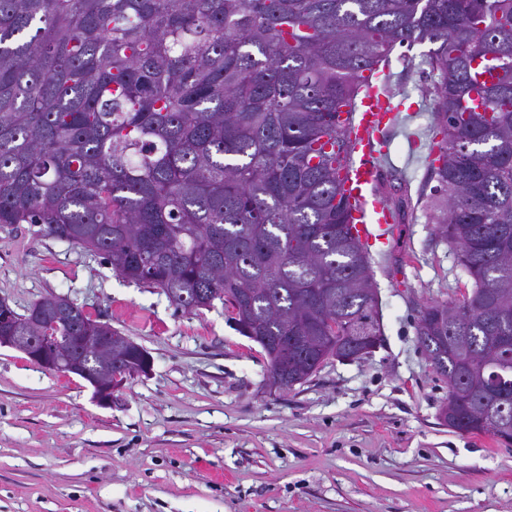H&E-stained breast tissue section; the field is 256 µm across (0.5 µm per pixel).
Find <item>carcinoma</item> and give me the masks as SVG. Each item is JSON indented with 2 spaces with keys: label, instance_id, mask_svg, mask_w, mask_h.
Listing matches in <instances>:
<instances>
[{
  "label": "carcinoma",
  "instance_id": "cac0c4a2",
  "mask_svg": "<svg viewBox=\"0 0 512 512\" xmlns=\"http://www.w3.org/2000/svg\"><path fill=\"white\" fill-rule=\"evenodd\" d=\"M429 45L430 217L472 282L421 308L449 429L512 431V0H0V224H34L180 311L220 302L304 384L384 333L336 123L361 70ZM498 71L474 83L475 64ZM481 100L482 110L472 105ZM39 299L62 336H81ZM437 336L448 337L440 351ZM142 351L103 370L140 367Z\"/></svg>",
  "mask_w": 512,
  "mask_h": 512
}]
</instances>
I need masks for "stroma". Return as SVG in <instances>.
Listing matches in <instances>:
<instances>
[{"label":"stroma","mask_w":512,"mask_h":512,"mask_svg":"<svg viewBox=\"0 0 512 512\" xmlns=\"http://www.w3.org/2000/svg\"><path fill=\"white\" fill-rule=\"evenodd\" d=\"M385 74L397 120L378 188L398 216L370 250L385 343L293 389L267 388L263 350L222 305L177 311L92 253L0 224V297L20 312L67 297L152 357L104 406L0 349V512H512V446L444 424L448 382L417 344L423 305L471 283L429 217V68L398 48Z\"/></svg>","instance_id":"1"}]
</instances>
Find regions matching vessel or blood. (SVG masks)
Segmentation results:
<instances>
[{"label": "vessel or blood", "mask_w": 512, "mask_h": 512, "mask_svg": "<svg viewBox=\"0 0 512 512\" xmlns=\"http://www.w3.org/2000/svg\"><path fill=\"white\" fill-rule=\"evenodd\" d=\"M392 121L388 94L378 92L373 86L356 105L344 102L338 108V123L348 129L360 156L359 162L340 168L338 178L353 207L352 232L371 247L386 243L393 229L394 217L388 205L372 189L377 169L371 160L379 131Z\"/></svg>", "instance_id": "1"}]
</instances>
